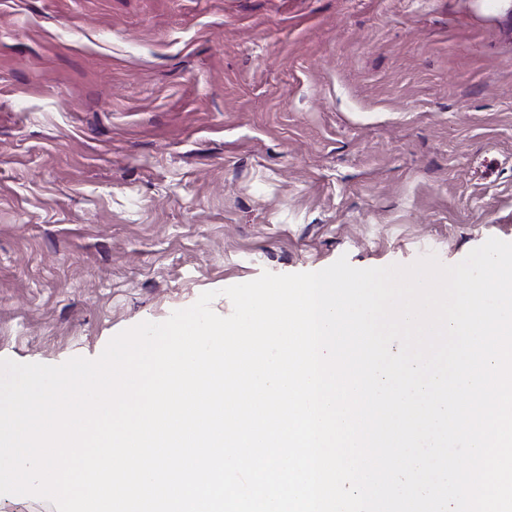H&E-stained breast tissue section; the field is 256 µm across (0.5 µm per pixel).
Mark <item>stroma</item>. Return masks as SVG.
I'll return each mask as SVG.
<instances>
[{"label": "stroma", "instance_id": "35a3bbf8", "mask_svg": "<svg viewBox=\"0 0 512 512\" xmlns=\"http://www.w3.org/2000/svg\"><path fill=\"white\" fill-rule=\"evenodd\" d=\"M512 242V0H0V358Z\"/></svg>", "mask_w": 512, "mask_h": 512}]
</instances>
